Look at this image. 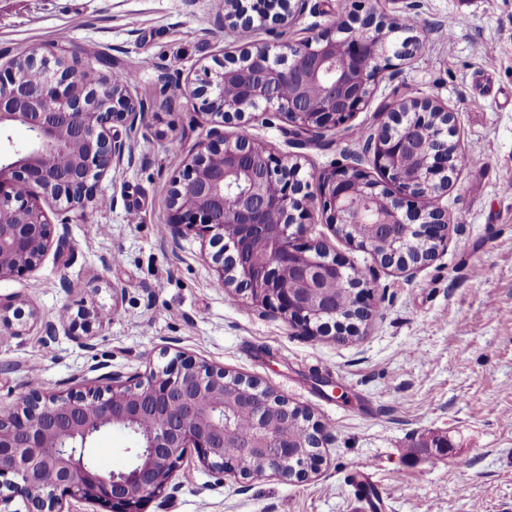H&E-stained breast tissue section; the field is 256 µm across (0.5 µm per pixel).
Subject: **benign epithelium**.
<instances>
[{"label": "benign epithelium", "mask_w": 512, "mask_h": 512, "mask_svg": "<svg viewBox=\"0 0 512 512\" xmlns=\"http://www.w3.org/2000/svg\"><path fill=\"white\" fill-rule=\"evenodd\" d=\"M305 5L224 0V26L289 27ZM408 17L388 22L372 5L299 42L252 39L239 54L203 66L195 81L172 82V97L224 123L277 112L296 136L319 141L366 107L382 63L422 52L421 33L388 41V34L405 31ZM64 52L51 43L0 64V278L37 269L51 247L66 246L68 224L108 202L98 184L123 165L128 140L148 120L132 80L88 81L64 65ZM382 116L370 128L367 154L383 180L341 165L317 176L315 193L293 157L278 158L253 138H229L212 127L170 181L167 234L175 242L187 232L208 237L212 267L233 295L308 334L332 327L338 337L350 335L372 316L367 284H347L355 315H336L328 288L345 278L350 263L330 255L323 241L306 239L305 220L318 209L332 227L346 229L365 223L370 210L371 236L353 234L350 242L385 268L424 265L448 245L450 218L439 199L459 170V151L448 152L454 112L430 98H402ZM17 126L29 134L19 147L11 137ZM42 196L65 204L68 216L56 237ZM395 224L413 225L435 249L425 257L376 252L372 237ZM245 410L244 438L234 420ZM302 412L269 389L190 357L147 376L112 371L60 394L30 385L16 410L0 412V512H67L73 500L106 512H143L148 501L179 491L176 472L191 450L213 473L303 482L322 457L323 436L313 424L305 439L289 435ZM114 429L135 442L126 448L127 465L106 473L89 449Z\"/></svg>", "instance_id": "7a95c632"}]
</instances>
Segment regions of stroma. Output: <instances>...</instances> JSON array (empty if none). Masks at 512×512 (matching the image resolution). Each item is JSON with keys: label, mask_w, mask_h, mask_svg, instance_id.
<instances>
[{"label": "stroma", "mask_w": 512, "mask_h": 512, "mask_svg": "<svg viewBox=\"0 0 512 512\" xmlns=\"http://www.w3.org/2000/svg\"><path fill=\"white\" fill-rule=\"evenodd\" d=\"M427 30L422 54L383 71L368 107L349 128L308 144L280 116L225 126L275 155L291 154L304 176L351 162L354 132L378 125L387 101L430 97L456 114L469 165L441 200L448 246L409 271L385 268L331 231L322 214L309 239L366 270L374 313L357 335L310 336L230 294L204 261L208 241L172 242L166 185L211 127L164 85L194 79L243 40L216 17L224 0H0V53L20 56L56 41L78 75L134 79L151 108L130 141L132 160L101 182L110 206L88 208L67 246L34 271L0 279V304L22 309L17 338L0 336V409L12 410L31 376L44 390L74 378L145 375L176 355L224 367L307 409L327 436L308 481L273 476L217 479L196 456L176 474L181 488L144 512H512V0H412ZM359 0H308L288 28L258 29L269 42L328 30ZM120 286L122 298L112 296ZM107 308L112 318L99 323ZM69 314L46 341L41 326ZM445 447H435V440ZM371 468L355 488L353 465Z\"/></svg>", "instance_id": "35a3bbf8"}]
</instances>
